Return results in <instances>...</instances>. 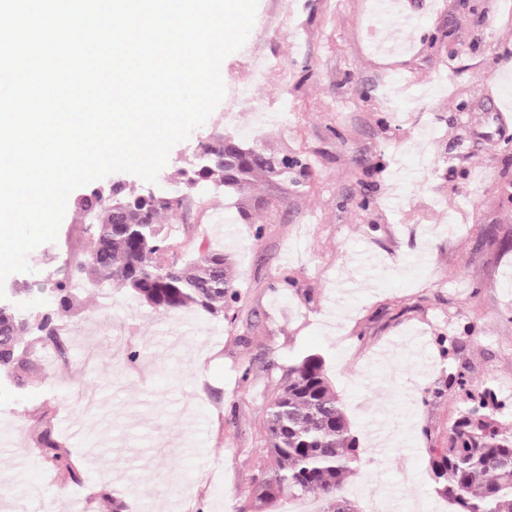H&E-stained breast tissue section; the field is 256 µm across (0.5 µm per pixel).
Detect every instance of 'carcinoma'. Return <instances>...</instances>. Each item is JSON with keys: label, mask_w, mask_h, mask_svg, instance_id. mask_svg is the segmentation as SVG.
<instances>
[{"label": "carcinoma", "mask_w": 512, "mask_h": 512, "mask_svg": "<svg viewBox=\"0 0 512 512\" xmlns=\"http://www.w3.org/2000/svg\"><path fill=\"white\" fill-rule=\"evenodd\" d=\"M300 166L298 159L278 157L221 129L168 184L180 194L211 186L246 198L259 179L286 183ZM99 196L94 188L83 198L92 209L84 228L87 251L75 262V273L54 284L44 309L31 315L0 308V374L18 389L34 382L31 353L41 350L67 362L68 338L59 317L74 309L88 284L103 295L119 285L148 309L166 314L200 309L218 314L238 298L231 261L220 251L208 250L181 265L163 262L170 243L160 219L175 210L170 195L118 182L108 201ZM448 387L456 388L462 406L448 431V447L431 449L436 492L454 512H512V406L495 389L474 385L465 367L448 375ZM266 434L260 483L290 498L314 496L326 505L322 512H342L344 482L362 458L321 356L308 354L288 367L267 407ZM33 442L59 478L81 482L50 421Z\"/></svg>", "instance_id": "carcinoma-1"}]
</instances>
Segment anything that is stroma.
Listing matches in <instances>:
<instances>
[{
  "label": "stroma",
  "instance_id": "1",
  "mask_svg": "<svg viewBox=\"0 0 512 512\" xmlns=\"http://www.w3.org/2000/svg\"><path fill=\"white\" fill-rule=\"evenodd\" d=\"M408 51L378 54L368 0H259L289 35L263 33L287 88L250 74L248 47L224 60V130L302 159L299 183L262 182L248 216L224 198L182 206L167 261L217 249L239 293L225 313L150 311L113 289L110 315L81 293L62 320L67 363L35 356L44 382L0 385V512H255L266 410L288 367L320 354L362 450L346 487L356 512H448L430 451L459 407L445 377L512 382V0H420ZM289 111L287 129L272 119ZM218 124L171 150L177 177ZM68 206L55 241L7 277L5 293L43 308L84 245ZM458 350L444 354L445 345ZM141 359L127 363L128 350ZM82 473L57 481L33 437L41 411Z\"/></svg>",
  "mask_w": 512,
  "mask_h": 512
}]
</instances>
